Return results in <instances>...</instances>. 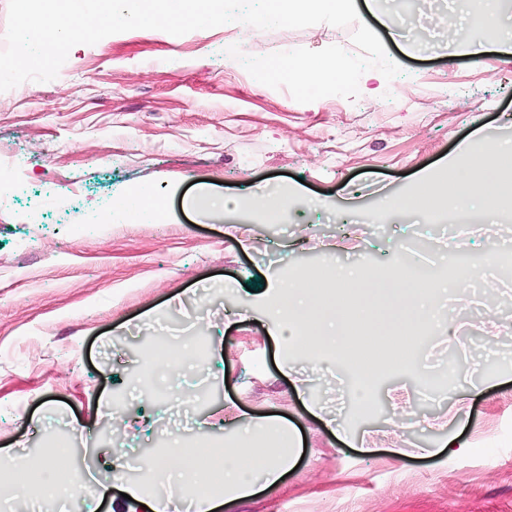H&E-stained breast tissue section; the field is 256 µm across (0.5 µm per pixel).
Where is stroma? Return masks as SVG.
<instances>
[{
	"label": "stroma",
	"mask_w": 512,
	"mask_h": 512,
	"mask_svg": "<svg viewBox=\"0 0 512 512\" xmlns=\"http://www.w3.org/2000/svg\"><path fill=\"white\" fill-rule=\"evenodd\" d=\"M407 24L358 14L403 66L361 78L360 94L295 101L227 55L330 45L351 28L325 23L251 34L224 24L175 36L135 29L69 54L56 79L0 92V162L20 189L0 207V462L19 455L93 475L84 512H168L122 497L112 457L169 454V430L223 440L240 417L279 415L300 440L280 485L216 512H512V215L473 212L434 224L386 203L419 192L477 139L512 142V55L479 61L444 47L445 24L411 0ZM223 195L217 216L189 206L199 187ZM288 190L277 224L257 194ZM151 190L160 220L110 221L124 198ZM100 226L79 231L90 212ZM440 267L478 265L449 287L450 335L424 338L395 314L401 290L353 285L368 333L414 337V361L393 367L357 406L353 368L281 353L266 332L267 282L325 264L385 276L405 253ZM203 336V361L163 373L140 365L156 336ZM450 375L431 392L425 376ZM199 394L195 416L147 385ZM123 397L114 444L108 415ZM464 450L448 452V441Z\"/></svg>",
	"instance_id": "obj_1"
}]
</instances>
